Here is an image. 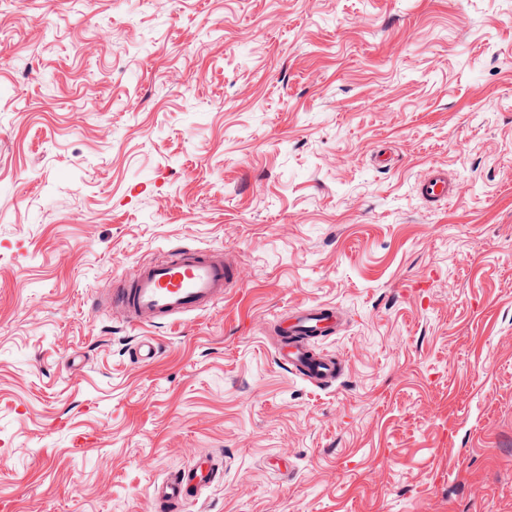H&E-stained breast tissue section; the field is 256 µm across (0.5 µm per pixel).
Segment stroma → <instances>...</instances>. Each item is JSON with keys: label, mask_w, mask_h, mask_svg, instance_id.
I'll use <instances>...</instances> for the list:
<instances>
[{"label": "stroma", "mask_w": 512, "mask_h": 512, "mask_svg": "<svg viewBox=\"0 0 512 512\" xmlns=\"http://www.w3.org/2000/svg\"><path fill=\"white\" fill-rule=\"evenodd\" d=\"M0 56V512H155L198 453L192 512H512V0H0ZM180 245L244 284L97 310ZM315 303L327 388L277 358ZM419 196L429 204L441 206L460 195L457 184L448 180V171L441 166L429 167L416 181ZM221 479L211 460H202L195 468L170 474L156 484L151 494L154 508L158 512H188L200 490Z\"/></svg>", "instance_id": "obj_1"}]
</instances>
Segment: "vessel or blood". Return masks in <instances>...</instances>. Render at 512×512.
Returning a JSON list of instances; mask_svg holds the SVG:
<instances>
[{"label":"vessel or blood","mask_w":512,"mask_h":512,"mask_svg":"<svg viewBox=\"0 0 512 512\" xmlns=\"http://www.w3.org/2000/svg\"><path fill=\"white\" fill-rule=\"evenodd\" d=\"M419 196L437 206L455 199L457 184L443 167H429L416 181ZM122 287L113 289L104 307L114 317L132 326H164L185 322L223 302L225 296L243 282V272L225 260L216 249L182 247L148 264L136 265L122 278ZM336 310L317 304L301 306L284 319L287 341L279 350L281 364L291 373L317 385L336 379L334 359L313 353L309 339L335 333ZM221 479L218 468L208 460L188 471L167 476L152 490L156 512H189L200 490Z\"/></svg>","instance_id":"1"}]
</instances>
